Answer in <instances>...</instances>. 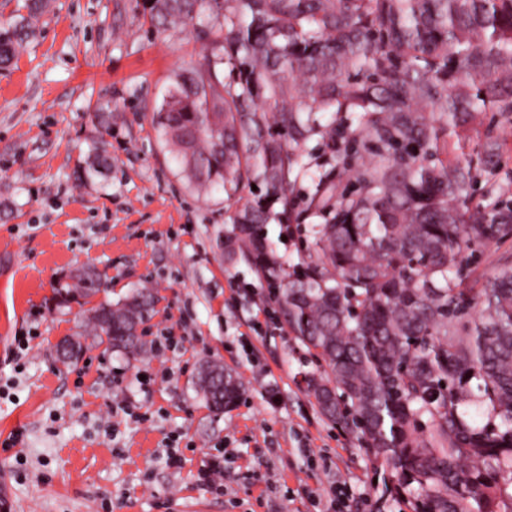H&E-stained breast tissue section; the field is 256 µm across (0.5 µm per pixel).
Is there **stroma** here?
Listing matches in <instances>:
<instances>
[{"mask_svg": "<svg viewBox=\"0 0 512 512\" xmlns=\"http://www.w3.org/2000/svg\"><path fill=\"white\" fill-rule=\"evenodd\" d=\"M143 0H50L35 39L0 70V478L16 512H409L383 494L384 471L306 394L316 358L274 314L267 288L224 242L237 206L203 196L151 116L176 72L204 63L198 31L159 29ZM111 103L112 168L77 179L96 105ZM467 153L502 137L475 195L512 200V121L483 113ZM512 261V238L475 246L465 287ZM91 265L99 292L53 306ZM148 288L154 306L137 361L83 333L87 310ZM81 338L79 359L57 346ZM213 360L242 385L222 415L196 386Z\"/></svg>", "mask_w": 512, "mask_h": 512, "instance_id": "1", "label": "stroma"}]
</instances>
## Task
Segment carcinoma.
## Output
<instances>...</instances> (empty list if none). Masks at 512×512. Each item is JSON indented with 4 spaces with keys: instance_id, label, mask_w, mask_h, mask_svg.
I'll list each match as a JSON object with an SVG mask.
<instances>
[{
    "instance_id": "1",
    "label": "carcinoma",
    "mask_w": 512,
    "mask_h": 512,
    "mask_svg": "<svg viewBox=\"0 0 512 512\" xmlns=\"http://www.w3.org/2000/svg\"><path fill=\"white\" fill-rule=\"evenodd\" d=\"M44 6L25 0L27 15L0 25V69ZM145 9L162 26L209 19L211 57L175 75L152 122L188 187L230 196L264 184L230 216L225 252L266 280L282 323L321 358L306 378L320 411L358 435L388 473L384 493L410 512H512V265L476 289L475 317L458 326L463 254L512 234V205L470 200L475 167L499 164V140L475 160L454 141L483 112L512 115V0H145ZM321 112L359 120L340 128ZM313 136L330 151L316 166L301 152ZM340 145L374 156L351 170L353 192L336 183ZM111 166L96 147L81 173ZM299 176L314 185L300 211ZM272 213L287 225L324 220L301 267L270 247ZM100 281L85 271L55 291L56 306ZM152 303L143 290L101 303L88 333L135 359ZM474 380L482 425L462 411ZM197 385L216 414L241 395L212 363Z\"/></svg>"
}]
</instances>
